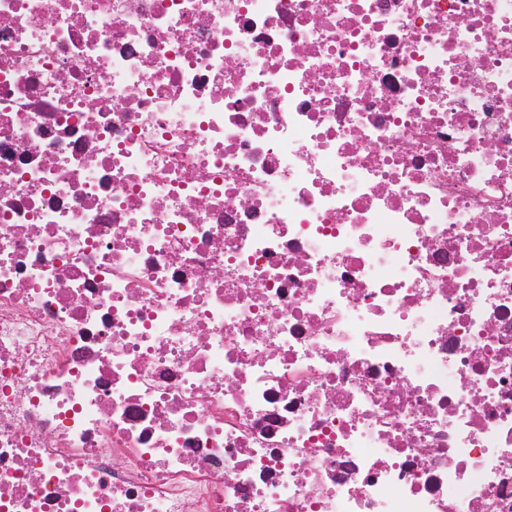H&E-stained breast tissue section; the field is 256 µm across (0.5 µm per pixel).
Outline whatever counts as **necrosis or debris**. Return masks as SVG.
Returning <instances> with one entry per match:
<instances>
[{
  "instance_id": "obj_1",
  "label": "necrosis or debris",
  "mask_w": 512,
  "mask_h": 512,
  "mask_svg": "<svg viewBox=\"0 0 512 512\" xmlns=\"http://www.w3.org/2000/svg\"><path fill=\"white\" fill-rule=\"evenodd\" d=\"M0 512H512V0H0Z\"/></svg>"
}]
</instances>
